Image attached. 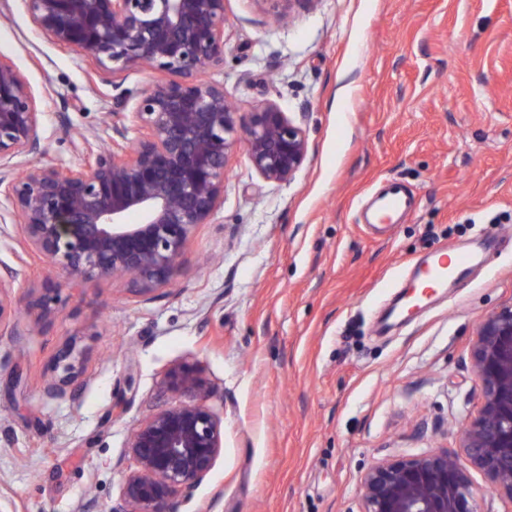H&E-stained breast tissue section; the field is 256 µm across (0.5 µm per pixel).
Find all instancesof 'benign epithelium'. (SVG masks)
<instances>
[{
  "label": "benign epithelium",
  "instance_id": "1",
  "mask_svg": "<svg viewBox=\"0 0 512 512\" xmlns=\"http://www.w3.org/2000/svg\"><path fill=\"white\" fill-rule=\"evenodd\" d=\"M225 2L22 0L45 38L76 53L117 91L109 146L84 135L76 162L35 165L41 112L30 84L0 56V205L19 226L26 251L64 284L123 280L153 299L179 275L198 227L223 205L238 142L268 181L289 182L302 166L308 140L301 125L273 102L243 117L223 82L198 78L224 67ZM255 2L282 19L313 0ZM142 67L160 74L146 89L132 93L114 82ZM131 101L128 116L123 109ZM59 288L45 282L35 300L37 321L50 318L48 292ZM12 293L13 276L0 275V327L15 317ZM72 354L58 355L47 395L79 400L82 369ZM470 355L482 401L460 433L468 462L446 449L381 460L361 480L362 512H481L469 463L512 500V305L482 320ZM160 388L176 400L133 427L127 448L134 468L110 512H178L179 497L194 491L224 449L223 420L207 405L210 386L199 368L170 369Z\"/></svg>",
  "mask_w": 512,
  "mask_h": 512
}]
</instances>
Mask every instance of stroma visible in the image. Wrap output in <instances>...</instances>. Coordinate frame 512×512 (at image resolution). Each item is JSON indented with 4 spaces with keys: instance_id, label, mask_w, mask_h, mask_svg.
<instances>
[{
    "instance_id": "stroma-1",
    "label": "stroma",
    "mask_w": 512,
    "mask_h": 512,
    "mask_svg": "<svg viewBox=\"0 0 512 512\" xmlns=\"http://www.w3.org/2000/svg\"><path fill=\"white\" fill-rule=\"evenodd\" d=\"M225 13L211 79L241 112L271 101L302 124L305 161L277 183L237 146L224 206L168 294L64 287L35 330L28 306L51 272L0 223L19 309L0 334V501L13 512H109L130 432L167 402L174 365L202 370L224 423L223 452L179 512H360L376 462L458 451L480 407L472 340L512 304V0H313L283 20L226 0ZM0 55L37 98L35 163H73L79 133L108 138L111 86L40 36L20 0L0 17ZM388 180L414 209L361 223ZM483 237L498 243L487 264L380 329L400 273ZM72 346L76 402L43 391ZM116 402L125 412L109 417Z\"/></svg>"
}]
</instances>
